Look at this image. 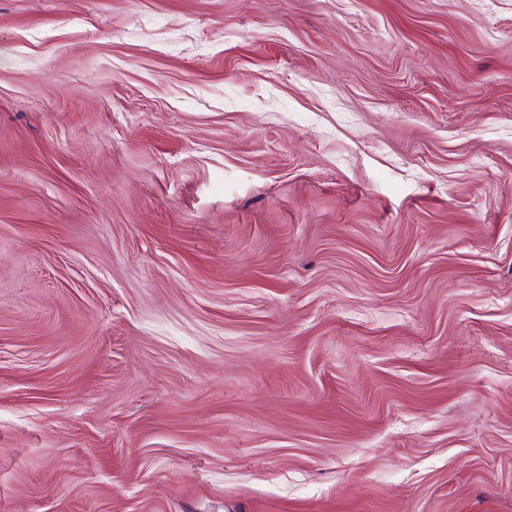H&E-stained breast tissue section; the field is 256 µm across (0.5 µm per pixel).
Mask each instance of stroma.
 <instances>
[{
	"mask_svg": "<svg viewBox=\"0 0 512 512\" xmlns=\"http://www.w3.org/2000/svg\"><path fill=\"white\" fill-rule=\"evenodd\" d=\"M0 512H512V0H0Z\"/></svg>",
	"mask_w": 512,
	"mask_h": 512,
	"instance_id": "stroma-1",
	"label": "stroma"
}]
</instances>
